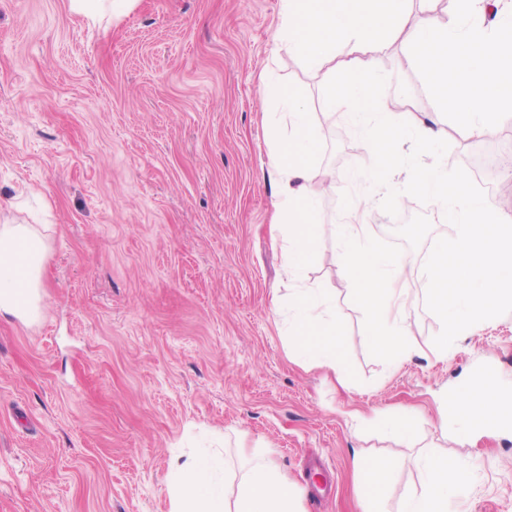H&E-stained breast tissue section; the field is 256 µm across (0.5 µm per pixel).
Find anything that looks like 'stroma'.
<instances>
[{"label":"stroma","mask_w":512,"mask_h":512,"mask_svg":"<svg viewBox=\"0 0 512 512\" xmlns=\"http://www.w3.org/2000/svg\"><path fill=\"white\" fill-rule=\"evenodd\" d=\"M280 12L281 0H137L91 27L68 0H0V212L52 227L41 320L0 317V512H169L171 464L205 434L231 467L243 448L273 459L306 490V512H360L352 460L369 455L391 461L385 505L401 512L428 481L416 459L429 452L469 475L449 512H512V423L462 438L437 428L475 373L512 396V312L447 353L433 343L424 264L455 232L441 214L416 209L392 227L405 359L370 355L331 235L305 282L336 302L349 384L288 356L271 299L300 282L270 231L279 185L258 74L305 92L323 145L315 171L341 170L319 199L325 223L345 191L382 216L387 188L364 181L375 156L354 124L327 117L331 85L289 51ZM407 51L402 33L376 56L417 128L432 93L395 66ZM436 122L443 168L463 167L500 208L498 137L463 140ZM378 413L419 421L416 444L362 431L359 417Z\"/></svg>","instance_id":"1"}]
</instances>
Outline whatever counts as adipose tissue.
I'll return each instance as SVG.
<instances>
[{
	"label": "adipose tissue",
	"instance_id": "1",
	"mask_svg": "<svg viewBox=\"0 0 512 512\" xmlns=\"http://www.w3.org/2000/svg\"><path fill=\"white\" fill-rule=\"evenodd\" d=\"M411 0H282L280 29L290 51L330 80L329 115L360 127L377 158L386 150L383 132L402 115L388 109L380 93L383 76L372 48L384 44L410 18ZM450 16L462 28L448 32L436 19L412 28L410 57L435 99L436 113L467 139L503 132V112L512 110V51L502 36L471 25L473 16H512V0H448ZM351 54L336 53L339 44ZM51 239L35 224L0 223V315L35 322L42 316L44 264ZM318 288H296L288 296V335L293 357L328 371L344 365L345 339ZM449 405L463 431L512 421V399L487 375L472 377L451 396ZM428 489L407 503L404 512H448V494L466 476L447 457L428 458ZM361 512H385L384 488L391 465L381 458L353 462ZM220 452L174 462L167 486L170 512H305L301 491L275 462L260 451L246 459L239 478L226 481Z\"/></svg>",
	"mask_w": 512,
	"mask_h": 512
}]
</instances>
